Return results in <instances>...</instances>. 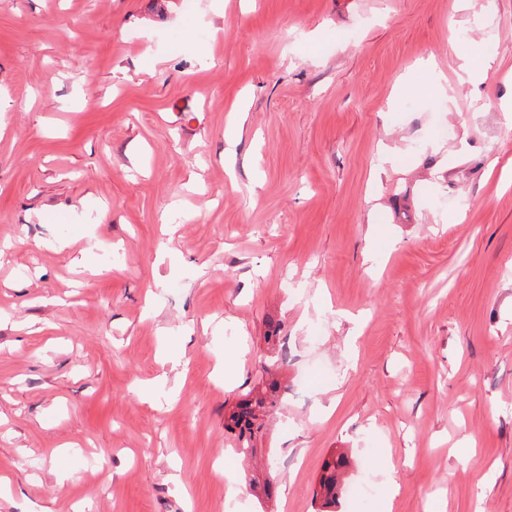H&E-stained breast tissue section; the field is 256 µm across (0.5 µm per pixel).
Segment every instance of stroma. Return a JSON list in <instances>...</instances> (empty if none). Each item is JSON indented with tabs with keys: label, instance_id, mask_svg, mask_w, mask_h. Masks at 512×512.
Returning a JSON list of instances; mask_svg holds the SVG:
<instances>
[{
	"label": "stroma",
	"instance_id": "1",
	"mask_svg": "<svg viewBox=\"0 0 512 512\" xmlns=\"http://www.w3.org/2000/svg\"><path fill=\"white\" fill-rule=\"evenodd\" d=\"M510 76L512 0H0V512H512ZM496 54L483 53L480 63H476L473 58H460L458 66V78L460 83H468L477 85L486 75L487 70L491 68V64L495 59ZM277 382L270 381L262 390V395H257L256 390L251 389L243 395L236 405L235 410L230 412L224 423V429L234 434L239 448H234L238 454H242L245 458L253 456L257 448L251 447L256 433L261 430V424L258 423L259 417L263 416L267 410L275 405L274 398L277 393ZM348 466L347 455L340 453L327 459L322 467V473L316 490V499L321 502V507L327 508L336 504L344 482L345 469Z\"/></svg>",
	"mask_w": 512,
	"mask_h": 512
}]
</instances>
